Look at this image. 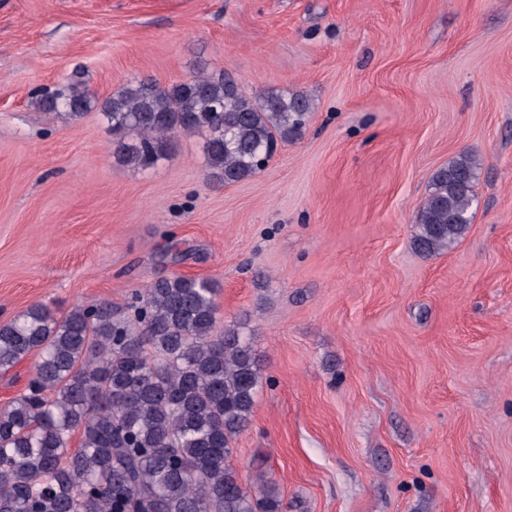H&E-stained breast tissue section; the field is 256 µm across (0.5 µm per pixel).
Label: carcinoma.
<instances>
[{
	"mask_svg": "<svg viewBox=\"0 0 512 512\" xmlns=\"http://www.w3.org/2000/svg\"><path fill=\"white\" fill-rule=\"evenodd\" d=\"M35 103L66 121L98 109L114 156L143 170L175 134H203L206 180L222 186L256 176L312 111L303 93L253 101L222 69L167 85L135 77L103 100L77 80ZM479 169L461 153L433 173L415 219L419 253L468 232ZM218 294L216 281L176 273L133 290L122 319L108 303L61 318L35 304L1 323V372L39 360L0 407V512H284L274 479L231 463L262 375L240 324L214 334Z\"/></svg>",
	"mask_w": 512,
	"mask_h": 512,
	"instance_id": "cac0c4a2",
	"label": "carcinoma"
}]
</instances>
